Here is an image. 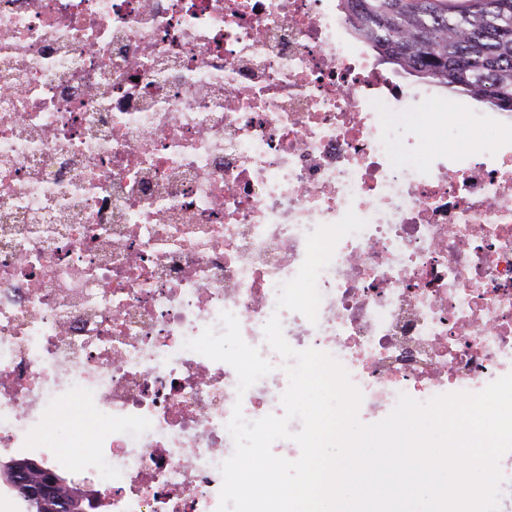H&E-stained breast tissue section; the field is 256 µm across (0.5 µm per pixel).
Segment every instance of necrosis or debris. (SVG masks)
Listing matches in <instances>:
<instances>
[{
    "label": "necrosis or debris",
    "mask_w": 512,
    "mask_h": 512,
    "mask_svg": "<svg viewBox=\"0 0 512 512\" xmlns=\"http://www.w3.org/2000/svg\"><path fill=\"white\" fill-rule=\"evenodd\" d=\"M344 33L336 0H0V456L216 512L234 405L284 412L274 315L365 424L512 373V119L394 148ZM224 312L272 366L242 394L184 347Z\"/></svg>",
    "instance_id": "1"
}]
</instances>
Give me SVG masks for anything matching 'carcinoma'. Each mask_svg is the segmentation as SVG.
Returning a JSON list of instances; mask_svg holds the SVG:
<instances>
[{"mask_svg": "<svg viewBox=\"0 0 512 512\" xmlns=\"http://www.w3.org/2000/svg\"><path fill=\"white\" fill-rule=\"evenodd\" d=\"M346 30L378 62L512 114V0H338ZM56 497L83 512L66 479Z\"/></svg>", "mask_w": 512, "mask_h": 512, "instance_id": "obj_1", "label": "carcinoma"}]
</instances>
